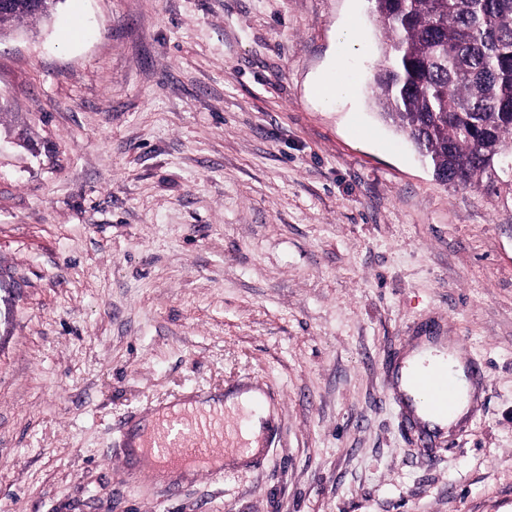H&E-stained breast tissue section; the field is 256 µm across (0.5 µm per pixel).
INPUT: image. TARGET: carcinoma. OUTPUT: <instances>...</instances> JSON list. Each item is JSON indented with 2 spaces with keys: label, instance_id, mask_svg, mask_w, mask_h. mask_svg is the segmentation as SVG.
<instances>
[{
  "label": "carcinoma",
  "instance_id": "obj_1",
  "mask_svg": "<svg viewBox=\"0 0 512 512\" xmlns=\"http://www.w3.org/2000/svg\"><path fill=\"white\" fill-rule=\"evenodd\" d=\"M12 0L0 36L59 0ZM386 33L375 104L450 184L490 175L512 148V0H370Z\"/></svg>",
  "mask_w": 512,
  "mask_h": 512
}]
</instances>
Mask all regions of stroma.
Listing matches in <instances>:
<instances>
[{
	"label": "stroma",
	"instance_id": "1",
	"mask_svg": "<svg viewBox=\"0 0 512 512\" xmlns=\"http://www.w3.org/2000/svg\"><path fill=\"white\" fill-rule=\"evenodd\" d=\"M383 41L369 0H58L0 37V512H512V173L435 177L374 105ZM424 336L485 376L440 439L391 389ZM245 386V465L132 458Z\"/></svg>",
	"mask_w": 512,
	"mask_h": 512
}]
</instances>
